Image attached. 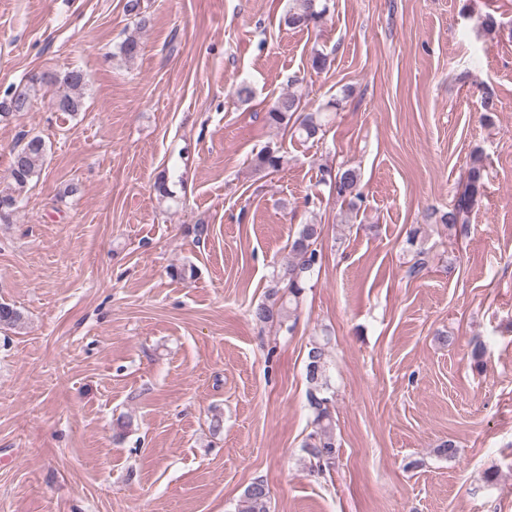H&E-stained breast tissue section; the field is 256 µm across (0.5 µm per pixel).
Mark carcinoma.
I'll return each mask as SVG.
<instances>
[{
	"mask_svg": "<svg viewBox=\"0 0 512 512\" xmlns=\"http://www.w3.org/2000/svg\"><path fill=\"white\" fill-rule=\"evenodd\" d=\"M327 6L318 0H292L285 16V24L293 29H308L319 26ZM141 50L140 38L131 34L120 45V54L130 61ZM56 85L64 89L54 102L58 112H77L81 108V90L85 85L84 75L79 70H69L61 74H33L28 80L27 88L16 91L0 99V118H7L16 113L25 112L31 103V93L38 85ZM336 107L330 101L325 109L309 111L301 104V98L294 93L281 94L266 110L265 120L268 124L290 128L291 135L306 142L316 139L323 133V111ZM46 155V145L38 136L30 137L13 155L10 167L9 191L0 193V223L8 224L16 210L18 197L27 189L32 180L39 176ZM258 167L277 172L283 166V156L279 150L269 146L257 155ZM483 159L473 156L465 183L456 190L448 211L440 216L453 237H468L470 233L469 217L478 201L483 187ZM328 182L336 192L351 206L362 200L359 188L360 174L351 167H340L336 171H327ZM322 227L319 224H303L298 229L290 244L291 259L272 273V287L265 301L252 308L251 316L259 324H275L287 333L294 330L291 323L294 312L292 305L299 303L312 276L322 265V250L318 249ZM328 341L315 340L307 353L305 378L308 384L307 401L313 415V430L309 433L303 448L309 457L312 470H326L334 464L339 446L333 433L332 399L328 375ZM240 512H270V495L267 485L257 480L244 491L243 505Z\"/></svg>",
	"mask_w": 512,
	"mask_h": 512,
	"instance_id": "cac0c4a2",
	"label": "carcinoma"
}]
</instances>
